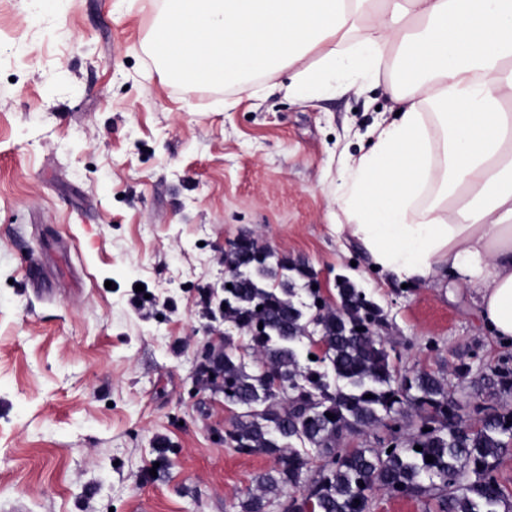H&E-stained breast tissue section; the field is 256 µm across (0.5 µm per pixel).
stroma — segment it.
Returning <instances> with one entry per match:
<instances>
[{"label":"stroma","mask_w":512,"mask_h":512,"mask_svg":"<svg viewBox=\"0 0 512 512\" xmlns=\"http://www.w3.org/2000/svg\"><path fill=\"white\" fill-rule=\"evenodd\" d=\"M155 0H0V512H238L276 461L224 442L237 410L199 381L227 244L253 233L328 299L383 310L403 370L470 412L512 363L455 277L402 286L336 232L343 158L394 110L384 85L288 97L165 77ZM155 303L133 308L136 285ZM467 365L468 374L455 371Z\"/></svg>","instance_id":"obj_1"}]
</instances>
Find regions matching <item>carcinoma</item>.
<instances>
[{"label": "carcinoma", "instance_id": "1", "mask_svg": "<svg viewBox=\"0 0 512 512\" xmlns=\"http://www.w3.org/2000/svg\"><path fill=\"white\" fill-rule=\"evenodd\" d=\"M224 265L231 278L224 321L248 337L258 371L227 351L220 359L211 351L201 375L240 409L224 443L276 458L255 479L256 490L239 500V512H267L271 496L286 487L299 491L287 512H368L376 491L419 496L425 477L439 481L440 512H512L497 476L499 460L512 452L511 409L484 401L476 404L485 413L479 426L456 421L447 380L427 371L400 374L378 334L382 309L348 278L338 284L336 306L320 304L313 270L251 235L224 254ZM298 287L310 302L294 301ZM307 336L325 341L326 349L304 364L297 344ZM482 389L490 397L511 391L512 367L492 371ZM410 409L422 422L417 433L380 439L376 448L342 445L370 430L395 429ZM299 445L322 461L311 479Z\"/></svg>", "mask_w": 512, "mask_h": 512}]
</instances>
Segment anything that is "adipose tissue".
Instances as JSON below:
<instances>
[{
	"mask_svg": "<svg viewBox=\"0 0 512 512\" xmlns=\"http://www.w3.org/2000/svg\"><path fill=\"white\" fill-rule=\"evenodd\" d=\"M150 40L170 77L292 76L300 97L383 80L399 114L343 161L333 194L373 266L455 275L512 344V0H164Z\"/></svg>",
	"mask_w": 512,
	"mask_h": 512,
	"instance_id": "ef3b65f1",
	"label": "adipose tissue"
}]
</instances>
